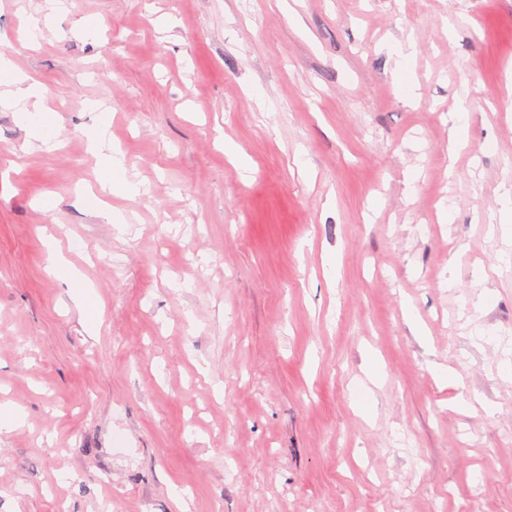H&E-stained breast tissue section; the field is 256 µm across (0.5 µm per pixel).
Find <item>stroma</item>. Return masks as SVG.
Wrapping results in <instances>:
<instances>
[{
    "instance_id": "35a3bbf8",
    "label": "stroma",
    "mask_w": 512,
    "mask_h": 512,
    "mask_svg": "<svg viewBox=\"0 0 512 512\" xmlns=\"http://www.w3.org/2000/svg\"><path fill=\"white\" fill-rule=\"evenodd\" d=\"M64 5L0 0V512H512V0ZM24 79L21 78L11 62L3 57H0V84L6 87H13L14 90L8 91L9 97L2 101L0 98V106L2 103L8 104L12 101L24 102L25 106H30L35 112H41L44 109L42 91L34 84L23 86ZM90 148L98 152L101 166L105 172L101 180V190L112 191V189L121 188L129 193L135 191L136 186L130 182L125 175L124 157L120 149L114 148L110 144L108 128L101 125L93 134L89 136ZM112 173H120L121 178L112 176Z\"/></svg>"
}]
</instances>
